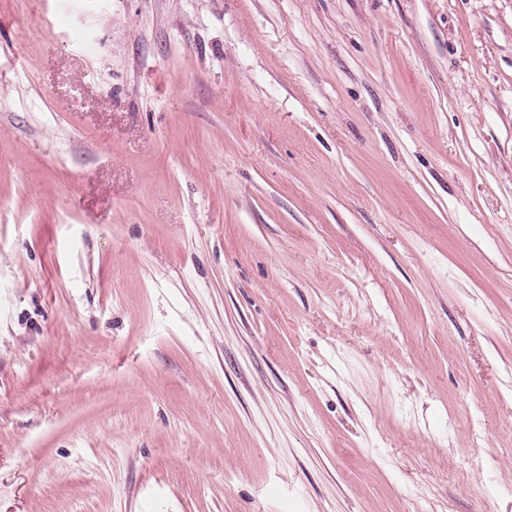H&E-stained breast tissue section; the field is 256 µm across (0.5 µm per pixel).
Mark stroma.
I'll list each match as a JSON object with an SVG mask.
<instances>
[{
  "label": "stroma",
  "instance_id": "1",
  "mask_svg": "<svg viewBox=\"0 0 512 512\" xmlns=\"http://www.w3.org/2000/svg\"><path fill=\"white\" fill-rule=\"evenodd\" d=\"M0 512H512V0H0Z\"/></svg>",
  "mask_w": 512,
  "mask_h": 512
}]
</instances>
